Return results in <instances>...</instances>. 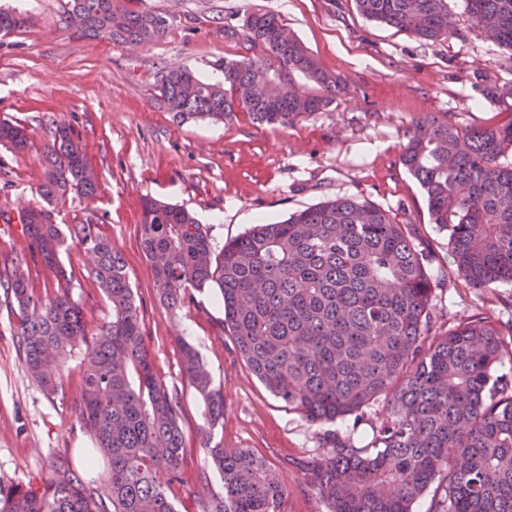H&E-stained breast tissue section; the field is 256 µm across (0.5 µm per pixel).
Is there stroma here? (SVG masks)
Instances as JSON below:
<instances>
[{
	"label": "stroma",
	"mask_w": 512,
	"mask_h": 512,
	"mask_svg": "<svg viewBox=\"0 0 512 512\" xmlns=\"http://www.w3.org/2000/svg\"><path fill=\"white\" fill-rule=\"evenodd\" d=\"M130 8L168 16L164 39L118 45L80 36L66 21L68 0H0V7L30 25L0 44V120L25 125L36 150L15 155L0 146V211L7 217L42 205L37 191L40 144L54 123L69 124L98 174L95 199H67L56 220L76 224L95 216L98 228L126 263L154 370L177 393L186 446L181 484L172 493L178 512H203L223 484L210 470L200 396L181 370V345L199 352L212 385L224 395V426L215 441L245 448L266 461L288 490L283 512H326L302 486L300 464L322 458L343 442L366 447L387 418L385 402L362 416L313 423L274 397L256 378L223 327L219 291L195 293L172 310L158 295L141 245V199L151 195L192 211L216 243L251 225L281 220L328 198L368 200L416 226L418 239L440 257L429 337L445 335L460 316L493 312L512 321V283L471 288L448 278V240L428 220L416 181L400 163L418 121L437 116L459 127L501 120L504 105L487 87L512 85V50L474 31L463 0H449L457 36L426 44L396 28L366 20L353 0H128ZM273 12L340 76L344 90L324 110L282 126L258 125L247 114L231 122L180 123L156 103L158 72L183 67L222 80L224 58L243 54L241 32L251 13ZM71 295L90 327L111 317L99 288L86 278L88 255L62 253ZM15 318L0 299V473L38 482L54 455L83 465L90 440L79 427L82 349L69 357L63 392L47 396L25 369L11 327Z\"/></svg>",
	"instance_id": "stroma-1"
}]
</instances>
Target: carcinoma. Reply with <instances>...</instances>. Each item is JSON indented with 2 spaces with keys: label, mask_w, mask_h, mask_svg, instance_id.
<instances>
[{
  "label": "carcinoma",
  "mask_w": 512,
  "mask_h": 512,
  "mask_svg": "<svg viewBox=\"0 0 512 512\" xmlns=\"http://www.w3.org/2000/svg\"><path fill=\"white\" fill-rule=\"evenodd\" d=\"M70 2L68 18L78 19L83 37L141 43L170 28L122 0ZM354 5L423 42L458 34L448 0ZM464 12L512 50V0H464ZM28 23L0 9L1 35ZM243 27L261 54L224 59L223 81L161 69L156 97L175 120L228 122L244 112L255 123L286 126L330 105L340 78L299 39H278L283 24L275 14H250ZM295 74L322 94L288 87ZM0 146L24 153L31 133L1 120ZM42 155L44 205L22 214L28 247L3 258L0 288L16 317L20 358L47 395H58L66 356L84 346L80 426L110 471L103 481L86 478L57 455L39 484L0 475V512H176L171 488L186 455L177 397L154 372L122 253L92 216L56 222L66 196H97V172L64 123L55 124ZM400 162L423 193L430 223L448 236V277L471 288L512 283V115L479 128L427 119L408 136ZM141 243L169 308L193 290L218 288L224 329L249 369L307 420L335 422L387 401L389 417L372 447L338 444L304 468L303 487L327 512H413L430 489L433 512H512V379L497 374L512 323L491 313L463 316L423 347L436 255L416 243L413 225L370 201L336 197L254 224L219 248L191 212L145 197ZM72 246L91 257L86 277L112 309L95 332L69 293L37 296L31 287L40 266L56 271L57 287L69 282L59 255ZM181 366L204 402L203 444L223 482L204 512H282L287 491L264 460L210 444L223 427L224 395L188 343Z\"/></svg>",
  "instance_id": "obj_1"
}]
</instances>
